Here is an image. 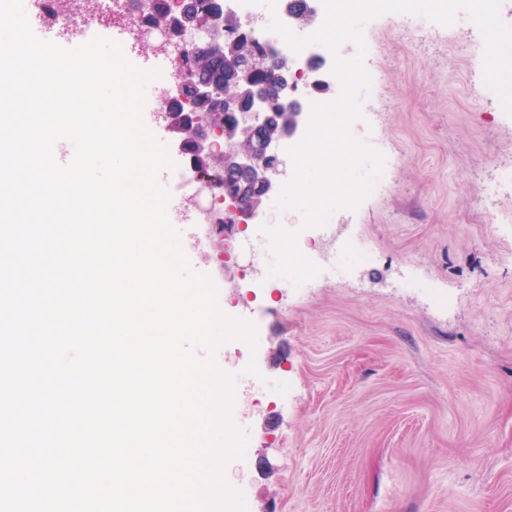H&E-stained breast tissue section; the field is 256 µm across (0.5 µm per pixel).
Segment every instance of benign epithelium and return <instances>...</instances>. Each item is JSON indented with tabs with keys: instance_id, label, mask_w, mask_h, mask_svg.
<instances>
[{
	"instance_id": "obj_1",
	"label": "benign epithelium",
	"mask_w": 512,
	"mask_h": 512,
	"mask_svg": "<svg viewBox=\"0 0 512 512\" xmlns=\"http://www.w3.org/2000/svg\"><path fill=\"white\" fill-rule=\"evenodd\" d=\"M165 36H177L182 40L177 60L184 59L187 52L195 48V35L204 32L209 44H214L224 36V14L213 15L206 26L184 16L172 17L161 25ZM277 75L283 85L281 107L286 121L271 138H260L259 132L266 123L265 99L261 90L255 89L251 95V107L242 113L234 129L226 133L213 127L207 114L202 112H159L157 119L166 129L177 135L180 126L192 123L196 134L189 146L190 162L204 181H209L207 167L211 164H227L228 167L247 174L260 189L255 198L245 199L231 210L234 220L246 221L263 212L265 200L278 193L281 187L279 176L283 172L284 159L276 146L296 133L302 113L299 112L301 98L295 93L299 81L305 73L286 57L278 60Z\"/></svg>"
}]
</instances>
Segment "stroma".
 <instances>
[{"mask_svg": "<svg viewBox=\"0 0 512 512\" xmlns=\"http://www.w3.org/2000/svg\"><path fill=\"white\" fill-rule=\"evenodd\" d=\"M363 36L392 185L339 220L369 261L339 279L355 253L319 244L311 269L279 244L250 280L249 254L223 262L216 238H180L259 331L256 351L215 353L249 437L225 477L248 512H512V227L498 222L512 188L484 193L512 168V122L483 81V35L386 13ZM302 276L312 288L292 289ZM426 277L451 307L417 288ZM252 358L259 389L242 380Z\"/></svg>", "mask_w": 512, "mask_h": 512, "instance_id": "35a3bbf8", "label": "stroma"}]
</instances>
